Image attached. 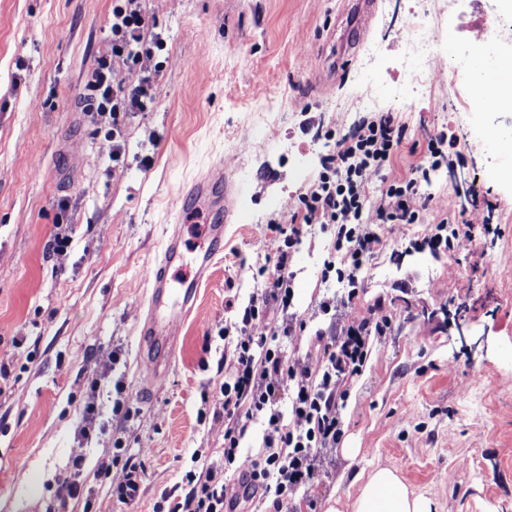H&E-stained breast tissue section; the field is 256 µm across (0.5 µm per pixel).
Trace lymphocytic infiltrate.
<instances>
[{
	"instance_id": "lymphocytic-infiltrate-1",
	"label": "lymphocytic infiltrate",
	"mask_w": 512,
	"mask_h": 512,
	"mask_svg": "<svg viewBox=\"0 0 512 512\" xmlns=\"http://www.w3.org/2000/svg\"><path fill=\"white\" fill-rule=\"evenodd\" d=\"M164 40L153 31L142 0H113L112 43L99 57L90 84L96 92L95 111L112 120V160L120 162L124 151L123 122L147 110L155 79L161 70L156 50ZM404 124L393 113L374 112L361 118L321 160L318 175L302 194L289 228L272 225L276 242V274L236 307L233 321L223 335L229 347L231 369L224 379V466L188 471L189 491L181 512H224V474L241 478L245 493H262L272 512H290L299 494H307L319 479L344 436L341 410L348 398L346 382L361 373L374 341L387 336L395 315L384 304L357 312L364 286L363 269L377 255L383 240L382 224H420L426 204L420 187L432 171L449 167L464 156L457 142L440 136L429 139L426 164L410 176L388 180L382 171L390 165L405 138ZM381 177L377 202L369 200V185ZM467 206L432 222L429 234L410 240L409 249L433 255L455 252L473 237ZM319 225L336 228L333 246L323 261L322 280L335 283L313 314L328 318L317 329V360L290 359L280 338L305 330L293 310L292 257L305 229ZM290 398L291 414L279 409ZM263 421L265 451L254 458L241 454L240 442L251 423Z\"/></svg>"
}]
</instances>
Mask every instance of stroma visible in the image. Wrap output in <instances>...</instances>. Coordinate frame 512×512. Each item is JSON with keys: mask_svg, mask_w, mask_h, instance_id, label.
Returning a JSON list of instances; mask_svg holds the SVG:
<instances>
[{"mask_svg": "<svg viewBox=\"0 0 512 512\" xmlns=\"http://www.w3.org/2000/svg\"><path fill=\"white\" fill-rule=\"evenodd\" d=\"M350 0H144L166 45L142 117L123 132L113 164L111 122L92 112L87 83L112 27V0H0V512H168L187 471L224 462L227 301L247 304L275 275L271 223L288 224L337 136L369 112H391L406 138L387 178L424 163L443 134L466 144L456 171L425 186L422 224H384L358 312L384 302L396 315L349 381L345 435L311 489L319 512H352L359 477L397 471L435 512H512V110L471 101L474 71L512 54L502 0H378L377 23L355 60L327 80L336 24ZM434 28L417 91L400 86L406 18ZM487 20L477 27L476 17ZM464 77L448 81V45ZM273 100L274 113L260 111ZM222 165L235 185L238 222L227 225L197 316L173 323L166 367L141 352L150 276L174 225L196 243L214 215L178 216L181 186ZM496 206L488 233L452 256L401 252L428 220L457 209L465 190ZM69 226L66 256L48 250ZM332 229L313 228L294 253V308L305 331L283 343L317 359L314 300L324 293ZM119 362H112L113 347ZM130 414L112 419V383ZM100 416L79 440L82 410ZM121 438L120 462L112 442ZM201 462H194V454ZM82 458L78 497L61 500ZM144 468L130 505L112 490L125 462Z\"/></svg>", "mask_w": 512, "mask_h": 512, "instance_id": "35a3bbf8", "label": "stroma"}]
</instances>
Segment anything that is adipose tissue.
<instances>
[{
    "mask_svg": "<svg viewBox=\"0 0 512 512\" xmlns=\"http://www.w3.org/2000/svg\"><path fill=\"white\" fill-rule=\"evenodd\" d=\"M429 498L409 491L396 471L380 468L362 481L353 512H432Z\"/></svg>",
    "mask_w": 512,
    "mask_h": 512,
    "instance_id": "adipose-tissue-1",
    "label": "adipose tissue"
}]
</instances>
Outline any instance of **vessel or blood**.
Segmentation results:
<instances>
[{"mask_svg":"<svg viewBox=\"0 0 512 512\" xmlns=\"http://www.w3.org/2000/svg\"><path fill=\"white\" fill-rule=\"evenodd\" d=\"M375 13L376 0H355L344 21L342 44L331 54L333 68L340 69L350 64ZM205 200L220 203L217 223L207 225L204 230L208 248L200 249L194 258H187L186 241L180 231H172L152 272L148 311L141 334L151 362L157 369L167 364L168 353L174 346L171 322L193 310L199 284L210 274L224 241V225L230 222L233 214L231 183L223 167H213L200 180L180 190L176 206L185 212L195 209Z\"/></svg>","mask_w":512,"mask_h":512,"instance_id":"1","label":"vessel or blood"}]
</instances>
